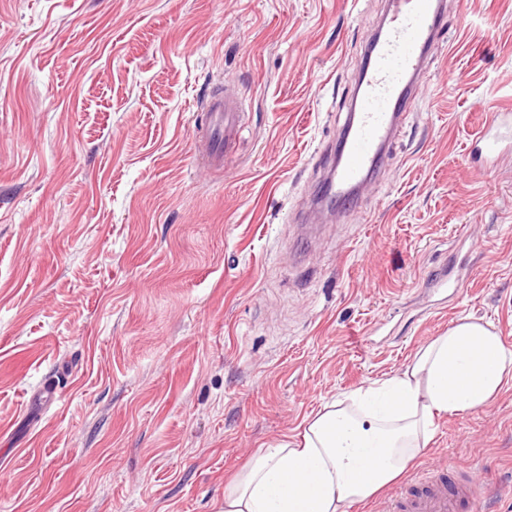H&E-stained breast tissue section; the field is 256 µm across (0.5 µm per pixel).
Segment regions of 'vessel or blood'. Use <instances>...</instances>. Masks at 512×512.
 Instances as JSON below:
<instances>
[{"label": "vessel or blood", "instance_id": "vessel-or-blood-1", "mask_svg": "<svg viewBox=\"0 0 512 512\" xmlns=\"http://www.w3.org/2000/svg\"><path fill=\"white\" fill-rule=\"evenodd\" d=\"M444 0H388L381 28L367 39L351 113L332 150L333 186L337 194L363 191L382 165L398 132L399 117L417 99L429 50L444 15ZM209 122L199 144L204 166L220 168L242 126L241 101L215 95L205 105ZM486 163L512 151V113H489L472 141ZM471 283L468 257H461L455 274L435 271L434 293L467 292ZM477 500L470 482H449L443 466H430L426 478H412L387 500L388 512H461Z\"/></svg>", "mask_w": 512, "mask_h": 512}]
</instances>
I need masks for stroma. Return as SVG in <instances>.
I'll list each match as a JSON object with an SVG mask.
<instances>
[{"label":"stroma","instance_id":"35a3bbf8","mask_svg":"<svg viewBox=\"0 0 512 512\" xmlns=\"http://www.w3.org/2000/svg\"><path fill=\"white\" fill-rule=\"evenodd\" d=\"M386 9L0 0V512H221L252 453L460 319L512 347V154H468L483 104L512 112V0H446L376 178L303 219ZM221 92L246 123L206 171ZM463 233L469 290L436 303L424 280ZM432 462L512 512V386L437 418L406 477Z\"/></svg>","mask_w":512,"mask_h":512}]
</instances>
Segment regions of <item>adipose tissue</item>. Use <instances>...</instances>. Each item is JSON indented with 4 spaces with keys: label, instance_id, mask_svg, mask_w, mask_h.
<instances>
[{
    "label": "adipose tissue",
    "instance_id": "1",
    "mask_svg": "<svg viewBox=\"0 0 512 512\" xmlns=\"http://www.w3.org/2000/svg\"><path fill=\"white\" fill-rule=\"evenodd\" d=\"M512 384V348L462 319L403 370L327 403L294 440L253 455L224 486L223 512H349L428 447L434 421L490 404Z\"/></svg>",
    "mask_w": 512,
    "mask_h": 512
}]
</instances>
